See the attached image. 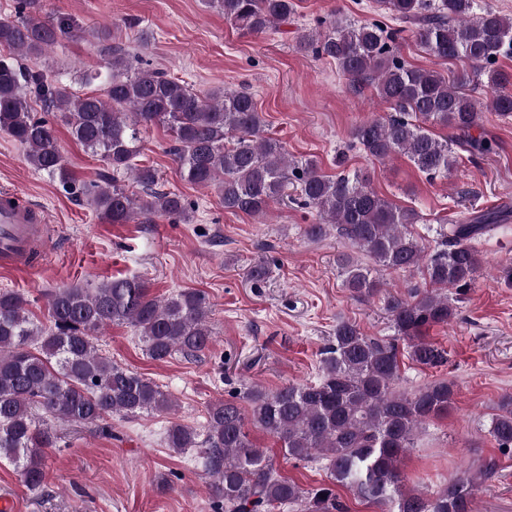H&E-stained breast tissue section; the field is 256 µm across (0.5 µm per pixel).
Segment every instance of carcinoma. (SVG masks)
Masks as SVG:
<instances>
[{
  "mask_svg": "<svg viewBox=\"0 0 512 512\" xmlns=\"http://www.w3.org/2000/svg\"><path fill=\"white\" fill-rule=\"evenodd\" d=\"M244 35L263 34L288 22L295 0H205ZM399 24L378 20L356 24L341 15L318 20L299 47L336 63L353 80L374 87L391 114L357 124L353 140L366 156L383 162L404 155L428 179L445 178L457 163L455 148L470 160L496 153L482 128L479 101L465 90L469 73L487 78L493 89L489 108L512 120V71L499 64L512 58V18L486 0H376ZM35 0H19L13 18L0 19V133L26 148L37 171L66 187L73 178L58 144L52 114L73 137L116 173L132 176L145 192L138 198L124 186L84 185L77 192L112 224L160 214L191 221L192 208L175 193L155 190L156 169L139 165L143 132L161 124L171 136L169 153L191 183L217 188L224 209L253 216L297 183L301 205L314 222L312 239L335 231L367 255L363 265L349 255L339 259L345 286L360 298L381 292L378 268L421 271L426 286L390 295L385 311L394 330L390 339L365 335L342 321L320 352L318 380L284 385L274 391L253 386L243 398L208 407L207 433L173 423L166 443L177 453L197 449L214 497L213 512H348L329 487L304 489L282 477L273 459L256 447L248 426L271 435L284 457L324 460L330 481L389 512H473L475 477L461 470L436 491L404 490L398 464L414 447L419 428L448 412L454 386L434 382L399 390L401 350L423 368L448 363V351L422 336V330L448 324L458 315V296L474 285L482 268L474 242L489 237L512 219L500 208L475 211L433 229L431 253L412 227L414 209L382 198L362 173L323 174L313 160H288L283 144L264 135V120L251 93L226 89L200 95L184 81L140 56L109 42L105 29H93L105 72L104 95H77L39 63L61 39L86 29L61 16H36ZM408 31L428 54L465 64L456 80L434 70L408 66L394 52L398 34ZM33 62L24 67L14 54ZM450 128L455 139L437 135ZM456 289V297L448 291ZM25 294L0 291V459L12 463L25 486L44 487L45 467L58 435L50 421L92 426L112 435L107 417H136L173 410L170 394L154 380L104 355L97 334L110 325L136 328L146 354L165 361L175 353L197 357L208 349L210 302L197 289L167 298L150 293L137 276L114 277L94 288L64 287L46 293L48 324L34 321ZM489 435L502 452L512 450V395L501 398L490 419Z\"/></svg>",
  "mask_w": 512,
  "mask_h": 512,
  "instance_id": "carcinoma-1",
  "label": "carcinoma"
}]
</instances>
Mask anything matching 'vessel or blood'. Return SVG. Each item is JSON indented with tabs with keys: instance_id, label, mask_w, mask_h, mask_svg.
Listing matches in <instances>:
<instances>
[{
	"instance_id": "1",
	"label": "vessel or blood",
	"mask_w": 512,
	"mask_h": 512,
	"mask_svg": "<svg viewBox=\"0 0 512 512\" xmlns=\"http://www.w3.org/2000/svg\"><path fill=\"white\" fill-rule=\"evenodd\" d=\"M52 227L45 212L20 202L17 195H0V270L27 274L41 266Z\"/></svg>"
}]
</instances>
